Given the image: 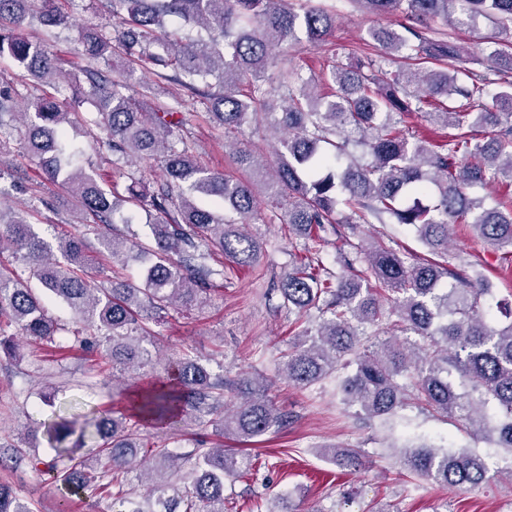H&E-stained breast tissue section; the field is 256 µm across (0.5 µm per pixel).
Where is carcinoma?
I'll list each match as a JSON object with an SVG mask.
<instances>
[{
  "label": "carcinoma",
  "instance_id": "1",
  "mask_svg": "<svg viewBox=\"0 0 512 512\" xmlns=\"http://www.w3.org/2000/svg\"><path fill=\"white\" fill-rule=\"evenodd\" d=\"M62 0H0V19L17 24L34 15L45 26H66ZM119 16L112 36L88 25L79 37L83 54L106 69L62 74L47 49L11 30L0 28V58L10 57L33 77L67 83L73 97L96 100L106 115L107 144L116 162H157L163 176L155 190L144 177L131 178L122 195L106 189L94 170L74 166L68 143L71 113L54 97H42L33 112H15L12 93L0 88V125L16 115L25 118V148L52 180L62 178L86 222L103 226L102 245L126 262L137 247L132 237L112 229L127 204L156 215L154 247L142 249L149 266L143 283L112 282L99 287L89 275L85 240L60 238V259L27 216L0 221V246L9 245L43 287L29 288L12 263L0 259V350L16 356L15 334L32 342L52 343L61 325L48 310L59 301L81 329L74 341L91 343L112 369L140 374L155 363L145 343L156 337L149 319L169 308L188 311L202 303L224 270L209 264L213 251L238 266H251L258 238L240 231L260 220L254 182L265 184L273 217L305 239L304 254L294 257L280 292L288 313L306 326L282 354L281 373L288 383L308 387L333 383L343 404L359 406L366 418L383 424L404 419L410 405L453 420L476 436L507 451L505 469L512 474V308L502 326L500 304L487 301L492 288L478 264L448 261L450 227L465 224L480 245L512 254V200L473 198L470 190L499 181L512 183V51L491 52L487 71L411 69L410 60L461 57L451 40L430 36L428 21L451 19L459 3L466 18L485 17L506 29L512 24V0H352L376 15L403 14L402 31H371L378 54L347 64L336 62L324 84L336 86L325 100L286 58L300 42L324 41L336 28V11L307 0L296 11L288 0H108ZM118 52L143 70H171V80L208 100L212 122L224 130L234 162L252 177L235 179L200 165L188 149L180 101L159 100L158 89L140 85L139 98L124 93L133 71L112 67ZM216 83H211V79ZM247 83L241 98L238 86ZM463 103L448 111L445 100ZM492 99L498 111L468 109ZM425 112L433 123L457 130L448 140L428 144L409 137L405 118ZM263 116L279 133L270 156L242 142L245 128ZM488 135L477 137V129ZM334 144L330 159L320 145ZM371 161L361 164L349 146ZM222 206V214L205 207L198 196ZM351 213L337 218L340 200ZM358 224H411L427 258L409 261L392 247L354 242ZM344 240L339 267L332 270L318 254L323 234ZM224 379L208 370L191 348H184L168 381L137 387L128 395V414L99 412L89 426L100 443L91 456H76L63 442L76 430L67 421L53 427L61 465L50 472L55 482L95 495L112 491L114 512H224V481L252 468L238 450L206 448L198 443L179 453L163 444L139 456L137 431L127 417L152 428L178 416L184 405L212 415L223 406ZM238 402L224 411L220 431L244 440L261 437L282 425L284 416L268 388L244 375L237 383ZM343 466L359 463L361 450L334 449ZM402 464L416 478L474 488L491 479L485 460L467 449H433L422 443L402 451ZM189 467L172 480L181 462ZM155 475L138 501L125 490L132 468ZM0 512H31L15 492L0 484Z\"/></svg>",
  "mask_w": 512,
  "mask_h": 512
}]
</instances>
